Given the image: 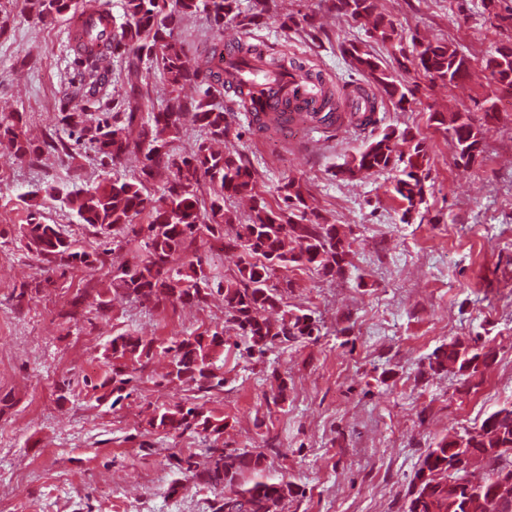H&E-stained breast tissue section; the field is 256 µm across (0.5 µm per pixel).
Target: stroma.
Segmentation results:
<instances>
[{
	"label": "stroma",
	"instance_id": "obj_1",
	"mask_svg": "<svg viewBox=\"0 0 512 512\" xmlns=\"http://www.w3.org/2000/svg\"><path fill=\"white\" fill-rule=\"evenodd\" d=\"M403 39L443 38L471 60L473 77L448 89L423 74L407 111L383 103L365 128L337 124L318 133L298 126L258 129L238 113L224 140L255 173L267 194L299 180L328 223L350 242L343 276L327 280L290 268L274 279L289 307L316 319L312 338L276 344L262 358L243 356L233 329L216 364L222 390L206 394L224 433L174 438L155 433L147 417L156 407L195 402L197 392L161 381L167 360L156 356L138 371L137 389L116 405L93 406L84 377L102 381V357L113 330L167 340L202 332L224 320V303L165 311L116 298L108 315L74 313L72 297L104 278L119 253L103 254V268L73 270L55 291L16 308L11 290L45 275V262L25 248L24 196H33L41 221L65 226L85 250L101 238L79 224L67 193L98 181L99 160L87 142L72 156L44 153L15 159L0 145V512H210L215 492L171 457L190 451L203 461L210 448L257 449L266 473L293 487L288 512H403L411 482L429 448L461 435L512 403V101L490 86L483 57L512 38L484 0H380ZM335 0H269L251 36L267 53L321 74L330 85L363 84L341 53L366 46L386 65L396 51L369 38L364 21L337 15ZM323 26L312 43L306 19ZM69 20L26 17L14 0H0V116L20 114L33 141L58 129L59 109L78 78L67 43ZM188 56L246 38L235 23L216 34L203 14L176 30ZM498 101L499 119L485 153L456 165L450 138L436 130L431 110L452 113L485 98ZM410 129L430 156L427 196L410 222L391 192L394 172L338 177V170L390 129ZM479 336L496 358L480 385L428 368L432 352L456 338ZM286 396L274 401L279 382ZM67 401H58L60 386Z\"/></svg>",
	"mask_w": 512,
	"mask_h": 512
}]
</instances>
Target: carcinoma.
Here are the masks:
<instances>
[{
  "mask_svg": "<svg viewBox=\"0 0 512 512\" xmlns=\"http://www.w3.org/2000/svg\"><path fill=\"white\" fill-rule=\"evenodd\" d=\"M269 8L268 0H251L242 10L241 0H123V20H111L110 27L86 32V41L77 48L81 69L73 98L77 103L61 112L59 123L66 129L85 133L102 167L114 166L130 153L143 156L138 177L105 176L95 186L78 189L66 196V204L79 223L112 240L117 249L130 256L114 264L106 280L95 291L92 306L105 313L112 297L123 295L154 309L184 305L203 306L210 298L224 300L225 322L241 336L244 352L263 357L276 342L309 338L318 330L311 315L299 309L273 314L283 307L282 294L272 282L282 269L301 266L326 278L343 275L348 264L350 244L335 224L320 222L308 203L302 184L290 179L276 188L275 203L254 193V173L241 158L214 149L224 142L233 113L214 103L215 94L231 91L244 110L251 104V92L224 67V55L216 52L189 59L182 42L174 38L179 18L205 14L216 31L224 21H232L250 33ZM338 14L370 23L369 37L382 44H393L398 33L393 22L375 12V0H336ZM23 9L38 19L93 11L112 13L97 0H23ZM122 52L129 58L127 103L107 116L95 106L97 96L108 82L111 55ZM399 68L413 67L443 86L456 85L470 75V60L453 45L437 38L413 35L411 50L399 49ZM344 55L351 69L367 78L374 91L356 86L346 92L334 89L317 74L306 76L319 85L317 106L301 113L298 120L313 127L331 126L342 119L340 110L351 103L350 122L361 127L373 122L379 99H387L403 111L414 93L394 71L361 46L350 43ZM155 64L170 87L163 110L142 115L146 94L139 83L141 65ZM266 68L270 84L280 70L296 68L284 59L268 57L259 45L243 40L237 45L235 69L242 66ZM488 79L498 89L512 95V42L494 49L484 60ZM194 84L197 96L182 95L185 85ZM482 114L465 109L447 117L433 112L430 121L444 128L455 146L456 163L469 166L482 157L487 132L497 121V102L484 100ZM191 112L204 137L189 154L175 152L174 142L181 133V117ZM15 116L0 117V140L6 139L19 156L32 155L38 146L23 137L14 123ZM430 157L424 142L410 131L391 130L369 143L341 170L353 178L361 172L397 168L393 192L402 205V221L418 213L425 203V184ZM161 170L169 172L162 192L152 194L148 185ZM246 197L250 213L239 221L226 202ZM38 211L29 210L21 226L25 247L47 263L51 274L13 288L12 298L21 307L54 286L52 274L63 277L75 267L94 270L99 255L77 246L58 224H43ZM144 216L146 224L132 227L133 219ZM223 241L224 249L236 251L234 268L221 273L204 268L197 243L204 239ZM158 353L168 358L167 382L178 381L209 392L224 387V374L217 372L213 359L224 353V329H207L189 336L173 337L161 347L154 341L128 332L118 333L104 348L103 357L110 374L91 386L95 401L113 397L112 404L126 398L125 392L136 379L138 367ZM494 360V352L480 338L455 339L434 350L428 367L433 372H450L466 382L483 374ZM151 430L172 436L208 432L224 433V420L202 404L180 402L164 407L150 418ZM482 463L479 483L461 482L449 470L463 458ZM176 467L194 473L200 482L222 488L213 499L211 512H285L293 495L291 484L274 482L266 474L261 452H237L226 448L209 449L208 467L197 469L194 456H174ZM512 476V404L490 413L477 428L465 435L445 436L423 457L404 512H512V499L494 492L495 480Z\"/></svg>",
  "mask_w": 512,
  "mask_h": 512,
  "instance_id": "1",
  "label": "carcinoma"
}]
</instances>
